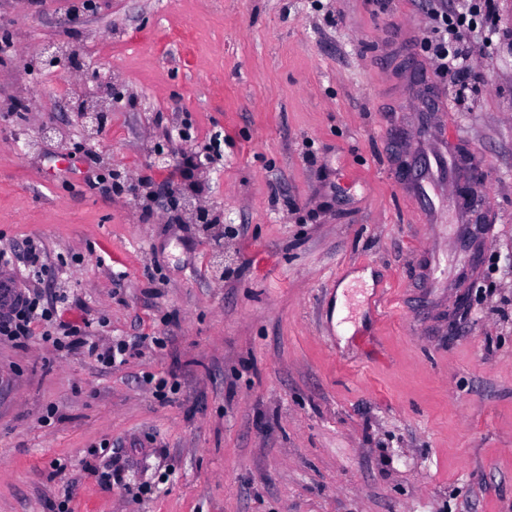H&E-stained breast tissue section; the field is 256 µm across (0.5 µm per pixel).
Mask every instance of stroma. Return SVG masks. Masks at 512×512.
Returning a JSON list of instances; mask_svg holds the SVG:
<instances>
[{"instance_id":"obj_1","label":"stroma","mask_w":512,"mask_h":512,"mask_svg":"<svg viewBox=\"0 0 512 512\" xmlns=\"http://www.w3.org/2000/svg\"><path fill=\"white\" fill-rule=\"evenodd\" d=\"M94 2L0 0V250L138 346L0 340V512H512V0L463 96L430 43L468 0Z\"/></svg>"}]
</instances>
